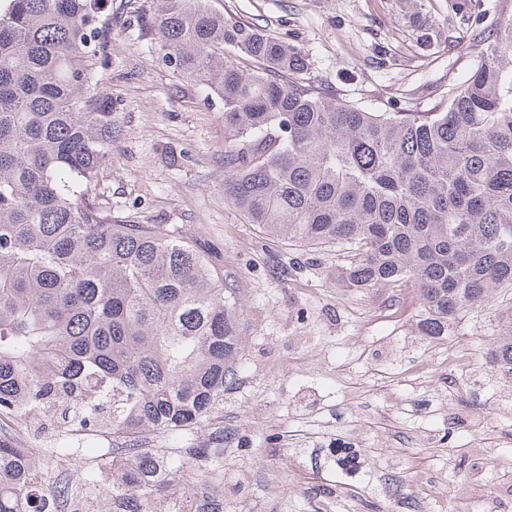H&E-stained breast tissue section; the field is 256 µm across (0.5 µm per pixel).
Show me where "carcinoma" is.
Listing matches in <instances>:
<instances>
[{
    "label": "carcinoma",
    "mask_w": 512,
    "mask_h": 512,
    "mask_svg": "<svg viewBox=\"0 0 512 512\" xmlns=\"http://www.w3.org/2000/svg\"><path fill=\"white\" fill-rule=\"evenodd\" d=\"M158 43L224 104V195L309 251L335 245L346 288L419 290L422 335L495 310L490 364L512 382V14L442 112H372L304 84L308 54L210 0H156ZM103 0H0V421L60 404L109 429L111 477L52 478L0 433V512H157L190 463L143 432L205 421L236 376L243 301L173 224H134L93 195L120 132L90 93ZM196 487L203 486L197 481Z\"/></svg>",
    "instance_id": "obj_1"
}]
</instances>
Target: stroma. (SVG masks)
I'll use <instances>...</instances> for the list:
<instances>
[{
  "label": "stroma",
  "mask_w": 512,
  "mask_h": 512,
  "mask_svg": "<svg viewBox=\"0 0 512 512\" xmlns=\"http://www.w3.org/2000/svg\"><path fill=\"white\" fill-rule=\"evenodd\" d=\"M306 50L311 88L391 112H437L478 63L483 39L512 0H211ZM105 66L92 93L122 134L95 192L138 224H174L210 249L217 276L244 301L242 367L224 403L188 434L147 447L205 445V512H512L499 471L512 384L488 363L493 313L474 310L451 335L417 329L418 296L337 285L336 248L316 252L261 234L224 198V108L180 78L155 35L156 0H106ZM469 360L449 368V351ZM460 396L451 398L450 385ZM352 448L343 473L330 453ZM113 439H89L67 474L110 463ZM480 473L476 483L464 475ZM401 477L394 488L392 477Z\"/></svg>",
  "instance_id": "stroma-1"
}]
</instances>
